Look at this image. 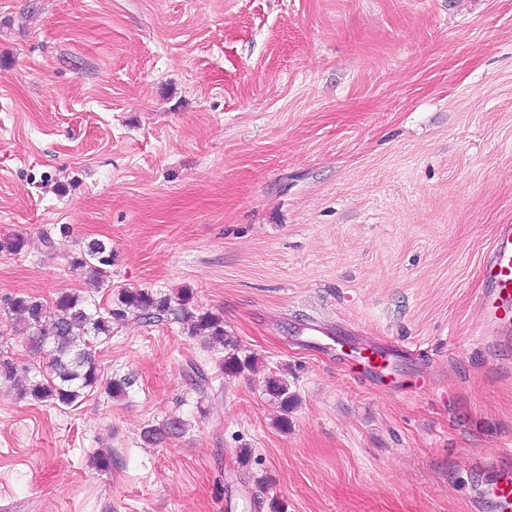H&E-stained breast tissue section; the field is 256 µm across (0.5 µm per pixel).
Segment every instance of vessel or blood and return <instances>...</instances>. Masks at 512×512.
<instances>
[{
  "instance_id": "b4317fda",
  "label": "vessel or blood",
  "mask_w": 512,
  "mask_h": 512,
  "mask_svg": "<svg viewBox=\"0 0 512 512\" xmlns=\"http://www.w3.org/2000/svg\"><path fill=\"white\" fill-rule=\"evenodd\" d=\"M481 273L484 288L478 305L483 316V334L491 341L512 337V224L497 225ZM361 360L364 371L384 380L389 389L406 388V381L401 380L399 371L390 368L382 352L370 351ZM479 494L495 512H512V463L492 464Z\"/></svg>"
}]
</instances>
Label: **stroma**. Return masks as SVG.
Masks as SVG:
<instances>
[{"label": "stroma", "mask_w": 512, "mask_h": 512, "mask_svg": "<svg viewBox=\"0 0 512 512\" xmlns=\"http://www.w3.org/2000/svg\"><path fill=\"white\" fill-rule=\"evenodd\" d=\"M500 224L512 0H0V239L26 240L0 251V350L53 358L14 332L17 297L188 288L257 357L224 374V348L132 315L96 353L125 397L55 407L1 382L0 512H225L245 491L237 512H489L512 343L484 339L476 298ZM95 239L94 290L70 261ZM311 321L346 346L295 334ZM358 344L425 387L375 386ZM172 417L183 434L142 442ZM73 267L89 269L95 283L100 287L110 277L112 247L101 240L92 241L86 249L71 257ZM264 388L280 408L282 417L279 421L283 427H288V412L296 405V394L290 391L288 379L281 374H272L264 379Z\"/></svg>", "instance_id": "1"}]
</instances>
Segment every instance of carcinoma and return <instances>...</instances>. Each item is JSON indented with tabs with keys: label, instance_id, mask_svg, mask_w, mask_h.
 I'll list each match as a JSON object with an SVG mask.
<instances>
[{
	"label": "carcinoma",
	"instance_id": "1",
	"mask_svg": "<svg viewBox=\"0 0 512 512\" xmlns=\"http://www.w3.org/2000/svg\"><path fill=\"white\" fill-rule=\"evenodd\" d=\"M71 265L88 269L95 283L100 285L109 278L112 247L95 240L71 257ZM192 302V291L188 288L180 289L173 297L161 296L146 288H121L115 300L101 309L89 295L63 292L55 298L54 312L50 314L40 299L17 297L8 306L12 325L27 337L32 350L49 346L55 357L49 371L44 372L26 367L19 369L12 359L0 354V379L12 380L17 373H23L26 385L22 386L19 395L38 403L70 407L99 389L113 399L122 398L132 387V380L128 377L103 380L90 340L108 339L112 334V322L123 320L130 314L146 318L169 316L186 326L189 335L227 349L221 365L226 374L253 368L254 358L239 356L235 340L225 333L223 315L200 311ZM264 388L280 408L281 425L288 426V412L297 402L288 379L281 374H272L264 379ZM184 429L183 421L172 419L161 428L144 429L142 438L145 443L153 444L165 435H179Z\"/></svg>",
	"mask_w": 512,
	"mask_h": 512
}]
</instances>
